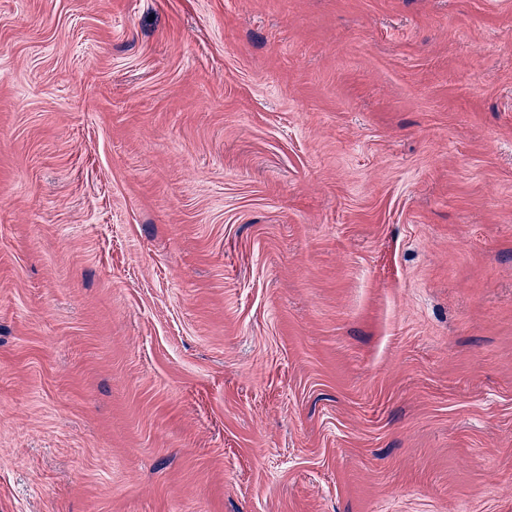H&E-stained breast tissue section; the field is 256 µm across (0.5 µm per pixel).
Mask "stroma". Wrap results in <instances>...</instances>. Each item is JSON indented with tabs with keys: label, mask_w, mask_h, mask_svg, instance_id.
<instances>
[{
	"label": "stroma",
	"mask_w": 512,
	"mask_h": 512,
	"mask_svg": "<svg viewBox=\"0 0 512 512\" xmlns=\"http://www.w3.org/2000/svg\"><path fill=\"white\" fill-rule=\"evenodd\" d=\"M0 512H512V0H0Z\"/></svg>",
	"instance_id": "stroma-1"
}]
</instances>
